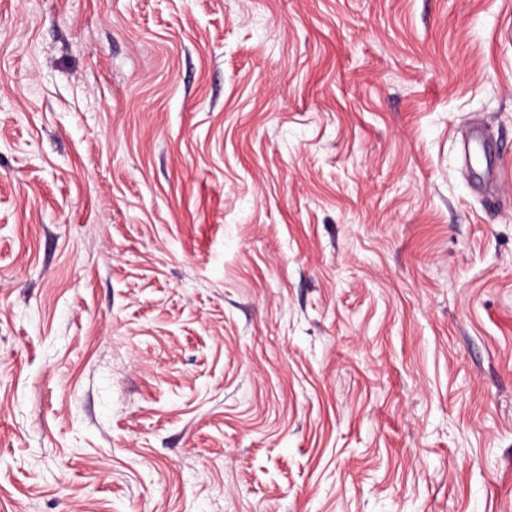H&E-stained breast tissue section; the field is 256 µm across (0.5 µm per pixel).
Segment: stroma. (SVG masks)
I'll list each match as a JSON object with an SVG mask.
<instances>
[{
	"label": "stroma",
	"mask_w": 512,
	"mask_h": 512,
	"mask_svg": "<svg viewBox=\"0 0 512 512\" xmlns=\"http://www.w3.org/2000/svg\"><path fill=\"white\" fill-rule=\"evenodd\" d=\"M512 0H0V512H512Z\"/></svg>",
	"instance_id": "stroma-1"
}]
</instances>
